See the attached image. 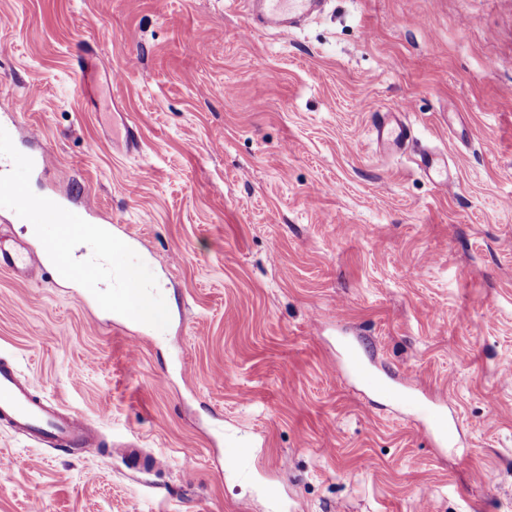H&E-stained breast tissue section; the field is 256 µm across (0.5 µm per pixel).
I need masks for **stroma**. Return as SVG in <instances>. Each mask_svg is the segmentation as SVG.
I'll return each mask as SVG.
<instances>
[{"instance_id": "stroma-1", "label": "stroma", "mask_w": 512, "mask_h": 512, "mask_svg": "<svg viewBox=\"0 0 512 512\" xmlns=\"http://www.w3.org/2000/svg\"><path fill=\"white\" fill-rule=\"evenodd\" d=\"M246 24L236 0H0V127L49 149L33 192L129 225L170 312L160 331L0 271V360L110 451L0 424V512H512V0ZM392 111L396 154L371 133ZM126 441L165 467L129 468ZM419 167L435 184L443 189L451 187L455 182L452 175L448 172V166L445 161H441L434 153L423 154Z\"/></svg>"}]
</instances>
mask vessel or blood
<instances>
[{"label":"vessel or blood","instance_id":"b4317fda","mask_svg":"<svg viewBox=\"0 0 512 512\" xmlns=\"http://www.w3.org/2000/svg\"><path fill=\"white\" fill-rule=\"evenodd\" d=\"M251 7V21L246 33L275 29L288 31L299 25L316 11L320 0H245ZM409 127L392 114L382 115L374 124L377 145L387 151L403 149L409 138ZM420 169L435 184L451 187L454 179L448 166L436 154H423ZM45 258L36 256L23 244L0 236V270L23 276L33 268H45ZM0 422L13 429L36 437L38 442L52 445H68L85 454H98L95 423L84 417H68L51 407L34 394L29 385L22 382L14 369L7 363H0Z\"/></svg>","mask_w":512,"mask_h":512}]
</instances>
